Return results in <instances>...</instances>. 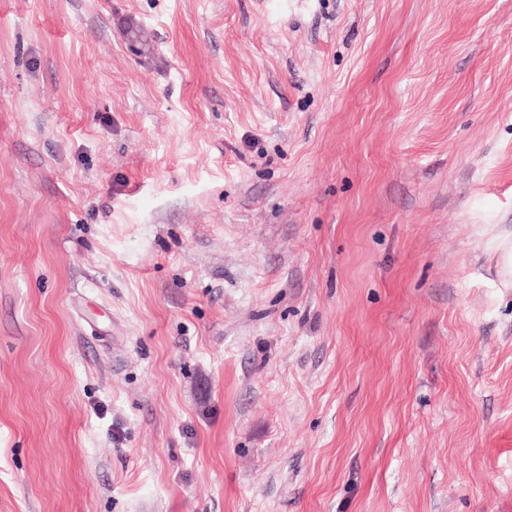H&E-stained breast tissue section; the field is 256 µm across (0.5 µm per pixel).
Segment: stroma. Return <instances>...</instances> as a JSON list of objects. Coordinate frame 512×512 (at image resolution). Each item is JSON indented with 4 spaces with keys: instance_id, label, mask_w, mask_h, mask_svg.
I'll return each instance as SVG.
<instances>
[{
    "instance_id": "obj_1",
    "label": "stroma",
    "mask_w": 512,
    "mask_h": 512,
    "mask_svg": "<svg viewBox=\"0 0 512 512\" xmlns=\"http://www.w3.org/2000/svg\"><path fill=\"white\" fill-rule=\"evenodd\" d=\"M0 512H512V0H0Z\"/></svg>"
}]
</instances>
